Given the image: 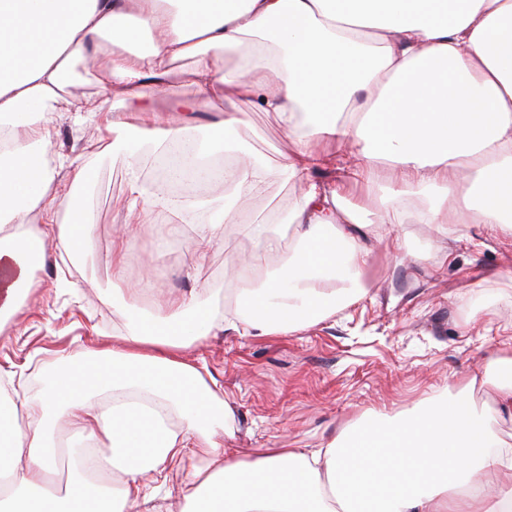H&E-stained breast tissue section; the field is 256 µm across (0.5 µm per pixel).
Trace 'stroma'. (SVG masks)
<instances>
[{"label": "stroma", "instance_id": "35a3bbf8", "mask_svg": "<svg viewBox=\"0 0 512 512\" xmlns=\"http://www.w3.org/2000/svg\"><path fill=\"white\" fill-rule=\"evenodd\" d=\"M258 132L254 147L271 161L295 144L273 113L247 112ZM92 120L63 114L51 131V149L83 154L92 171L87 189L95 226L84 250L60 252L48 241L45 264L16 314L0 328V365H15L14 388L36 396L55 351L79 358L111 342L128 295L158 264L178 292L233 282L244 255L256 248L234 230L219 234L205 254L195 253L191 230L161 239L149 231L132 239L122 270L112 267V238L127 220L117 201L127 193L123 159L99 154ZM396 249L378 251L367 265L363 298L288 336L210 335L186 347L183 358L224 391L235 436L224 446L240 457L263 448H320L341 428L373 409L401 411L433 389L457 390L468 373L487 366L512 342V237L483 224L442 235L419 223L415 211L386 225ZM429 254L426 262L418 254ZM200 463L185 453L158 477L142 479L155 504L179 508Z\"/></svg>", "mask_w": 512, "mask_h": 512}]
</instances>
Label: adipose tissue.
<instances>
[{
    "label": "adipose tissue",
    "instance_id": "ef3b65f1",
    "mask_svg": "<svg viewBox=\"0 0 512 512\" xmlns=\"http://www.w3.org/2000/svg\"><path fill=\"white\" fill-rule=\"evenodd\" d=\"M223 52L233 66H219ZM81 65L102 95L79 92ZM178 74L194 89L185 113L230 89L274 113L296 144L279 165L302 186L295 203L255 211L270 163L236 113L206 126L159 118L155 98ZM63 112L96 119L101 152L127 160L137 232L155 216L173 234L188 224L202 253L225 221L261 250L225 291L233 308H215L208 286L129 304L111 347L56 354L37 405L0 394V512H128L137 501L156 512L140 477L191 448L202 463L180 512H512V444L467 389L366 413L321 448L241 458L220 442L234 435L222 391L180 357L214 332L291 335L360 298L381 225L409 207L443 235L452 224L512 235V0H0V224L12 227L0 235L1 319L35 287L47 235L74 255L93 229L83 155H50ZM158 166L194 195L149 185L144 171ZM384 178L382 211L348 203ZM215 184L223 199L209 197ZM274 224L294 227L293 249ZM495 363L468 383L512 419V346ZM64 433L111 483L72 471L57 484Z\"/></svg>",
    "mask_w": 512,
    "mask_h": 512
}]
</instances>
